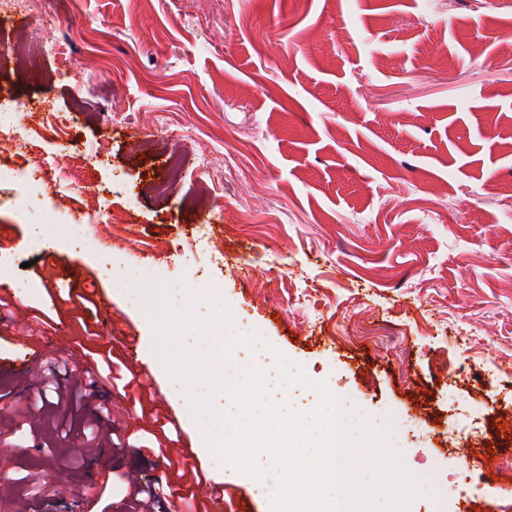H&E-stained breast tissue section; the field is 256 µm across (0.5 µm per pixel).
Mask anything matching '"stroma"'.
I'll list each match as a JSON object with an SVG mask.
<instances>
[{
    "label": "stroma",
    "mask_w": 512,
    "mask_h": 512,
    "mask_svg": "<svg viewBox=\"0 0 512 512\" xmlns=\"http://www.w3.org/2000/svg\"><path fill=\"white\" fill-rule=\"evenodd\" d=\"M512 0H40L0 16V98L27 118L21 132L52 159L82 154L61 186L91 181L136 219L135 242L96 257L59 241L49 251L0 248L25 282L15 309L50 315L46 354L85 362L68 291L104 290L112 341L137 338V356L193 447L206 428L189 420L152 358L154 332L115 286L117 272L149 267L151 282L192 293L194 322L212 303L302 368L332 382L362 417L411 413L396 436L419 492L408 512H512ZM49 31L58 54L14 67L4 48ZM75 78L59 77L64 60ZM136 119L108 121L110 112ZM68 118L57 135V116ZM155 138L182 155L172 194L154 196ZM23 187L0 182V232L25 240ZM238 223L222 235V262L196 247L200 224ZM72 258L53 265L48 252ZM223 286L213 290L212 280ZM29 430L0 447V512H91L98 483L135 468L156 486L164 458L32 446ZM225 500L270 512L251 477L204 458ZM81 498L42 499L39 483Z\"/></svg>",
    "instance_id": "35a3bbf8"
}]
</instances>
